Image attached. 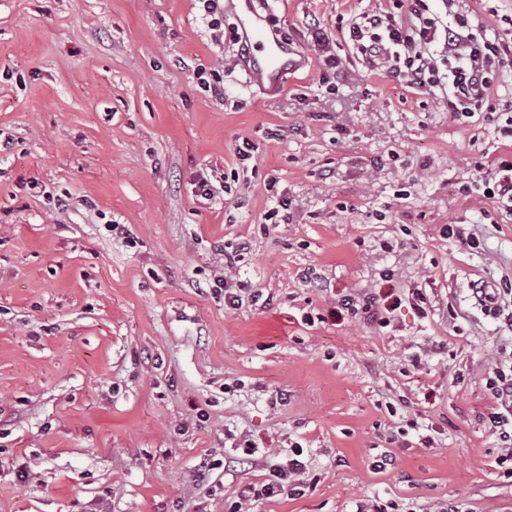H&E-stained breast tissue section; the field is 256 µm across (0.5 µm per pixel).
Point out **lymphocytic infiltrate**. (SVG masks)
<instances>
[{
    "instance_id": "obj_1",
    "label": "lymphocytic infiltrate",
    "mask_w": 512,
    "mask_h": 512,
    "mask_svg": "<svg viewBox=\"0 0 512 512\" xmlns=\"http://www.w3.org/2000/svg\"><path fill=\"white\" fill-rule=\"evenodd\" d=\"M441 2V10L434 11L427 0H387L384 8L351 16L348 38L363 63L383 68L406 87L440 93L450 112L470 118L498 95L512 73V36L472 23L469 14L455 11L456 0ZM237 261L236 255H225V272L213 281L231 309L263 297L262 289L234 275ZM487 387L488 418L508 459L512 457V354L495 361ZM308 485L304 463L289 459L272 467L259 488L233 502L228 512H247L254 500L302 495Z\"/></svg>"
}]
</instances>
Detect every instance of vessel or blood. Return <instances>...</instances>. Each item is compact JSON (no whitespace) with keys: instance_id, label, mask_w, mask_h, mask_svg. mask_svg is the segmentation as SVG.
<instances>
[{"instance_id":"b4317fda","label":"vessel or blood","mask_w":512,"mask_h":512,"mask_svg":"<svg viewBox=\"0 0 512 512\" xmlns=\"http://www.w3.org/2000/svg\"><path fill=\"white\" fill-rule=\"evenodd\" d=\"M227 8L236 17L246 42L243 63L254 85L267 91L279 89L288 75L306 67V59L268 29L255 0H228Z\"/></svg>"}]
</instances>
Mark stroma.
I'll return each mask as SVG.
<instances>
[{
    "label": "stroma",
    "mask_w": 512,
    "mask_h": 512,
    "mask_svg": "<svg viewBox=\"0 0 512 512\" xmlns=\"http://www.w3.org/2000/svg\"><path fill=\"white\" fill-rule=\"evenodd\" d=\"M262 2L309 61L274 93L197 0H0V512H226L297 446L313 487L256 512H512L486 389L512 327L472 295L512 288L497 125L352 58L344 19L385 0ZM244 240L271 301L231 310ZM366 292L388 326L342 308ZM238 257L233 254L224 255V275L217 276L213 281V288H224V303L229 309H237L246 298L252 304L258 303L263 298V289L253 286L251 283L238 280L232 274L236 268Z\"/></svg>",
    "instance_id": "obj_1"
}]
</instances>
